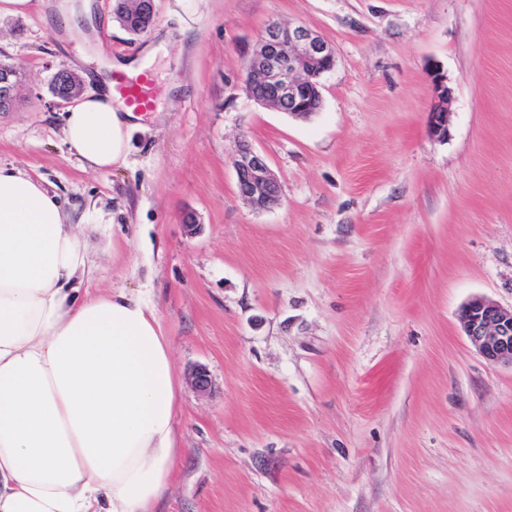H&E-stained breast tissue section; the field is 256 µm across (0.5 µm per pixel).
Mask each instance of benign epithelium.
I'll return each instance as SVG.
<instances>
[{
  "instance_id": "obj_1",
  "label": "benign epithelium",
  "mask_w": 512,
  "mask_h": 512,
  "mask_svg": "<svg viewBox=\"0 0 512 512\" xmlns=\"http://www.w3.org/2000/svg\"><path fill=\"white\" fill-rule=\"evenodd\" d=\"M334 51L322 36L304 24L270 22L257 46L246 59V88L258 103L288 115L307 119L321 107L318 79L334 65ZM435 99L430 108V133L439 141L448 139L449 104L453 91L435 67L432 70ZM268 85L273 94L256 95L255 88ZM17 72L0 71V112H10L15 104ZM53 95L69 102L82 91L79 79L61 64L54 74ZM239 196L258 210L280 202V184L266 159L245 141L232 155ZM464 334L490 363L512 367V307L505 308L482 297H473L459 310Z\"/></svg>"
}]
</instances>
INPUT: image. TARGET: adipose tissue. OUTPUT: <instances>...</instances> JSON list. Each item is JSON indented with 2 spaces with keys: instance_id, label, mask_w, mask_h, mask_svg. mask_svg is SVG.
<instances>
[{
  "instance_id": "adipose-tissue-1",
  "label": "adipose tissue",
  "mask_w": 512,
  "mask_h": 512,
  "mask_svg": "<svg viewBox=\"0 0 512 512\" xmlns=\"http://www.w3.org/2000/svg\"><path fill=\"white\" fill-rule=\"evenodd\" d=\"M134 113L107 82L67 110L83 167L123 164ZM57 195L0 165V512H156L183 453L181 379L151 300L82 294Z\"/></svg>"
}]
</instances>
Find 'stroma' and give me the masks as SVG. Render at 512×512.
Returning a JSON list of instances; mask_svg holds the SVG:
<instances>
[{
	"label": "stroma",
	"mask_w": 512,
	"mask_h": 512,
	"mask_svg": "<svg viewBox=\"0 0 512 512\" xmlns=\"http://www.w3.org/2000/svg\"><path fill=\"white\" fill-rule=\"evenodd\" d=\"M57 2L0 18V60L24 75L0 164L72 211L90 291H151L185 450L159 512H512V368L457 317L475 295L512 305V0H154L137 38L113 0L71 28ZM271 21L334 50L310 119L246 92ZM151 51L159 111L124 165L83 169L57 64L90 92L102 59ZM436 67L454 89L444 141ZM244 139L276 207L238 194ZM432 80L435 89V99L429 110L430 133L439 141L448 138L449 104L453 97V91L448 87L447 79L440 68H433Z\"/></svg>",
	"instance_id": "35a3bbf8"
}]
</instances>
